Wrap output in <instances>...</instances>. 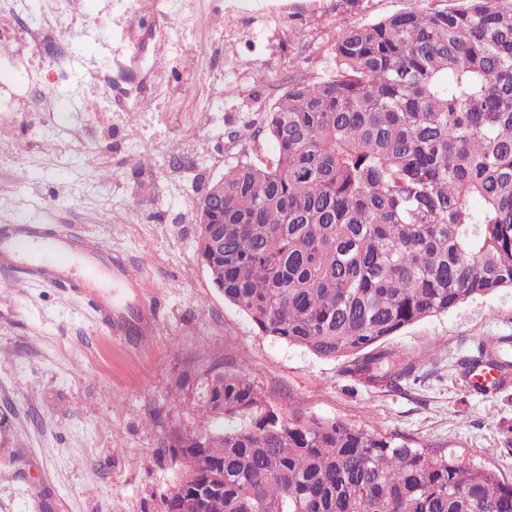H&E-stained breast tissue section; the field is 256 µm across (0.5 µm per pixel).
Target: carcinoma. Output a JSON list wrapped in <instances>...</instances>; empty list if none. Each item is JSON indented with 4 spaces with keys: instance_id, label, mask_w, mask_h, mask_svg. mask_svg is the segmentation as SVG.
I'll return each mask as SVG.
<instances>
[{
    "instance_id": "carcinoma-1",
    "label": "carcinoma",
    "mask_w": 512,
    "mask_h": 512,
    "mask_svg": "<svg viewBox=\"0 0 512 512\" xmlns=\"http://www.w3.org/2000/svg\"><path fill=\"white\" fill-rule=\"evenodd\" d=\"M261 131L273 156L228 167L224 223L197 227L212 283L261 332L394 385L423 360L384 341L512 288V0L341 30L331 68L288 81ZM185 407L205 459L183 480L210 493L165 512H512L482 463L278 411L237 372Z\"/></svg>"
}]
</instances>
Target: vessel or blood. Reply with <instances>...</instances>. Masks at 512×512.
Listing matches in <instances>:
<instances>
[{
	"label": "vessel or blood",
	"mask_w": 512,
	"mask_h": 512,
	"mask_svg": "<svg viewBox=\"0 0 512 512\" xmlns=\"http://www.w3.org/2000/svg\"><path fill=\"white\" fill-rule=\"evenodd\" d=\"M0 267L84 298L108 332L125 333L131 327L130 321L112 311V285L133 287L136 277L113 260L111 248L100 241L52 233L41 224H0ZM511 381V373L491 362L478 364L468 375L470 388L488 392Z\"/></svg>",
	"instance_id": "1"
}]
</instances>
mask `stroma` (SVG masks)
Returning <instances> with one entry per match:
<instances>
[{"instance_id":"stroma-1","label":"stroma","mask_w":512,"mask_h":512,"mask_svg":"<svg viewBox=\"0 0 512 512\" xmlns=\"http://www.w3.org/2000/svg\"><path fill=\"white\" fill-rule=\"evenodd\" d=\"M452 0H0V224L93 235L144 283L113 285L146 335L109 334L62 288L0 271V512H165L180 467L166 433L195 432L175 404L237 370L265 401L397 433L512 482V386L461 374L486 336H512V289L407 326L385 349L424 358L395 389L262 333L215 288L196 211L288 77L315 80L340 30ZM255 141L234 138L243 128Z\"/></svg>"}]
</instances>
